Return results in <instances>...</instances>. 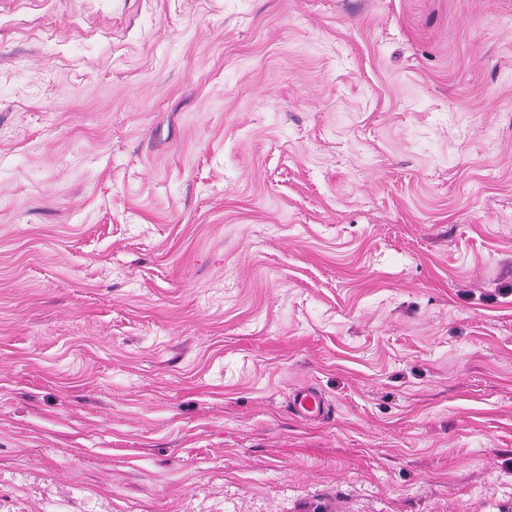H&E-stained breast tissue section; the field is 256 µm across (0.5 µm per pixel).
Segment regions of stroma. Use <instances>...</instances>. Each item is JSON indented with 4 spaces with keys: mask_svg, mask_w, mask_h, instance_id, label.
Returning <instances> with one entry per match:
<instances>
[{
    "mask_svg": "<svg viewBox=\"0 0 512 512\" xmlns=\"http://www.w3.org/2000/svg\"><path fill=\"white\" fill-rule=\"evenodd\" d=\"M0 512H512V0H0ZM291 407L295 414L306 420L318 419L327 413L322 396L311 387L298 391L291 401Z\"/></svg>",
    "mask_w": 512,
    "mask_h": 512,
    "instance_id": "1",
    "label": "stroma"
}]
</instances>
